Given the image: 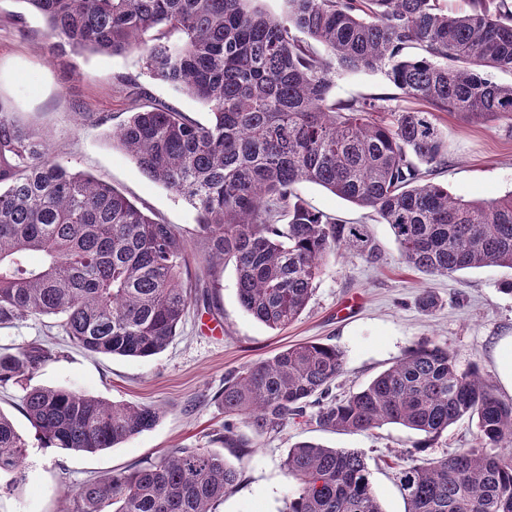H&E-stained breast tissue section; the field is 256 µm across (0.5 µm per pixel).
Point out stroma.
<instances>
[{
	"label": "stroma",
	"mask_w": 512,
	"mask_h": 512,
	"mask_svg": "<svg viewBox=\"0 0 512 512\" xmlns=\"http://www.w3.org/2000/svg\"><path fill=\"white\" fill-rule=\"evenodd\" d=\"M46 42L43 20L28 12L23 0H0V97L12 102L14 118L48 133L62 163L111 184L145 213L192 236L193 208L144 175L113 146L110 133L127 117L133 82L147 99L174 106L203 123L211 118L208 107L152 78L139 53L85 54L72 62L53 61L46 54ZM394 93L383 72L362 70L337 76L329 98L351 101ZM82 112L107 115L108 121H80ZM437 122L448 136V162L434 173V182L467 201L512 193V124L473 121L457 112L438 113ZM297 193L318 212L366 225L378 258L371 261L343 252L326 266L305 311L287 328L270 329L243 310L230 264L216 276L212 301L192 302L177 336L150 358L89 353L74 345L52 318H28L0 327V351L15 353L33 344L53 351L26 382L0 384V412L12 420L26 443L25 480L15 491L0 493V512H77L76 491L88 479L149 466L174 448L219 452L240 470L237 486L216 512H283L294 491L283 461L289 448L302 441L364 451L383 512H405L394 463L409 455L420 460L472 446L476 426L466 419L425 452L415 447L416 433L396 424L344 434L291 422L279 432L257 437L256 448L245 455L220 441L225 377L309 341L343 352L345 373L338 381L342 393L358 390L409 347L432 339L456 354L461 369L478 367L497 395L512 402V392L497 370L498 347L512 336V294L502 292L499 283L512 277V270L489 267L425 275L403 262L389 225L380 223L371 210L310 182L299 184ZM426 290L437 300L429 311L419 304ZM28 386L155 405L162 414L153 429L117 447L92 454L66 453L43 447L24 416L21 400Z\"/></svg>",
	"instance_id": "35a3bbf8"
}]
</instances>
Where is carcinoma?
<instances>
[{
  "label": "carcinoma",
  "mask_w": 512,
  "mask_h": 512,
  "mask_svg": "<svg viewBox=\"0 0 512 512\" xmlns=\"http://www.w3.org/2000/svg\"><path fill=\"white\" fill-rule=\"evenodd\" d=\"M46 27L53 56L137 51L156 79L205 103L204 125L170 105L142 104L112 131L141 172L195 211V236L212 276L232 262L241 307L282 329L306 309L327 262L341 250L368 259L367 231L309 209L296 193L315 183L369 208L390 226L405 263L447 276L512 269V194L453 198L427 181L448 159L437 112L512 121V3L470 0H284L279 17L258 0H21ZM415 44L420 58L401 55ZM384 72L427 111L396 110L388 96L328 103L336 76ZM0 97V325L57 316L81 348L149 358L182 324L201 277L184 234L111 185L74 172L49 139L12 116ZM286 213L288 222L280 223ZM40 256L32 264L28 257ZM41 346L0 352V383L35 372ZM344 354L291 345L224 378L222 440L245 451L257 436L303 419L358 434L385 424L423 436L427 448L468 418L479 446L400 466L406 512H512V403L447 346L426 339L358 391L332 395ZM317 410L308 412L311 402ZM21 409L47 448L95 452L152 429L154 405L111 402L65 388H32ZM26 444L0 413V491L24 480ZM295 490L284 512H382L364 453L296 444L284 460ZM239 472L205 448H174L157 463L85 482L78 512H215Z\"/></svg>",
  "instance_id": "1"
}]
</instances>
